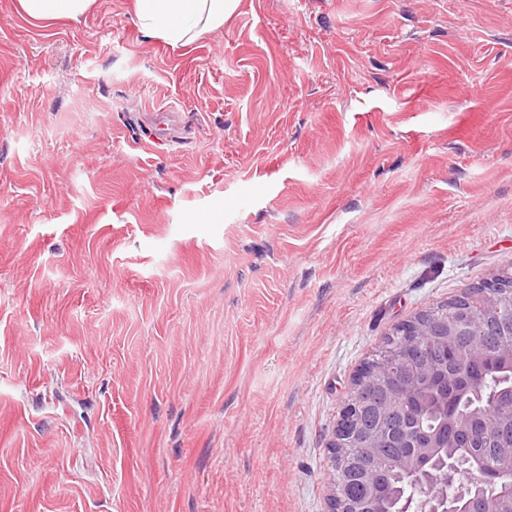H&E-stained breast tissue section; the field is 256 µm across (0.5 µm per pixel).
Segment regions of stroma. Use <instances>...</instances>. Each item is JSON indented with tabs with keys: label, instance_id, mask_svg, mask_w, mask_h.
I'll return each instance as SVG.
<instances>
[{
	"label": "stroma",
	"instance_id": "obj_1",
	"mask_svg": "<svg viewBox=\"0 0 512 512\" xmlns=\"http://www.w3.org/2000/svg\"><path fill=\"white\" fill-rule=\"evenodd\" d=\"M510 266L512 0H0V512H325L356 370ZM95 0H19L23 13L35 21L78 20ZM238 3L239 0H135V17L147 36L177 48L222 28Z\"/></svg>",
	"mask_w": 512,
	"mask_h": 512
}]
</instances>
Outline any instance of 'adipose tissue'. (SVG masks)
<instances>
[{
    "mask_svg": "<svg viewBox=\"0 0 512 512\" xmlns=\"http://www.w3.org/2000/svg\"><path fill=\"white\" fill-rule=\"evenodd\" d=\"M93 3L94 0H19L23 13L35 21L76 20ZM238 3L239 0H135V17L147 36L177 48L222 28Z\"/></svg>",
    "mask_w": 512,
    "mask_h": 512,
    "instance_id": "1",
    "label": "adipose tissue"
}]
</instances>
